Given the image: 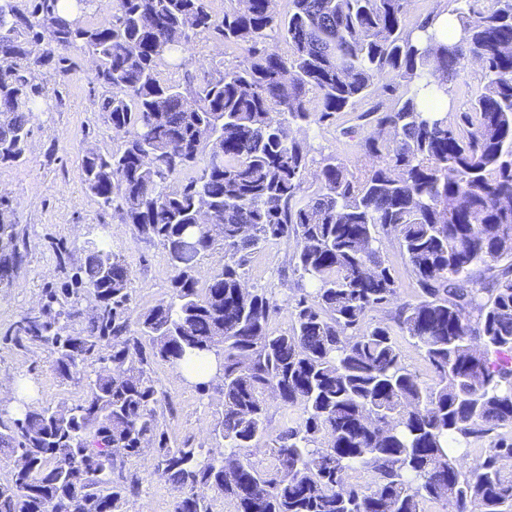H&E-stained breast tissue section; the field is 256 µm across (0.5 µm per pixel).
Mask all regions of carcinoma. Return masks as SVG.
I'll list each match as a JSON object with an SVG mask.
<instances>
[{
  "label": "carcinoma",
  "instance_id": "cac0c4a2",
  "mask_svg": "<svg viewBox=\"0 0 512 512\" xmlns=\"http://www.w3.org/2000/svg\"><path fill=\"white\" fill-rule=\"evenodd\" d=\"M0 0V165L24 161L33 108L45 85L37 71L56 52L96 59L108 89L102 117L122 140L81 156L86 190L100 208L165 251L169 293L138 312L127 264L107 236L88 240L84 262L62 289L66 323L45 307L21 314L0 336L41 348L53 371L83 386L68 406L29 405L0 415V512H90L108 499L127 512L145 477L178 492L172 512H512V0H466L448 44L433 29L441 10L412 14L413 0H276L249 13L241 0H112L111 19L90 26L95 0ZM279 35L284 48L267 44ZM203 35L237 52L199 63L202 76H162ZM480 81L455 111L430 100L455 97L468 61ZM356 124L360 163L309 156L293 130ZM206 210L220 238L196 227ZM397 241L416 289L401 296L383 246ZM268 242L293 245L297 294L290 328L270 330L274 295L250 291L247 257ZM224 264L205 283L197 261ZM10 199L0 195V280L25 260ZM92 304L91 311L83 302ZM382 311L378 320L369 317ZM81 324L79 331L69 324ZM213 336L223 337L216 352ZM420 351L431 379L405 362L398 338ZM215 355L222 397L218 447L177 443L160 418L175 404L155 378L165 362L189 372ZM468 364L472 379L455 376ZM286 415L269 436L267 392ZM269 438L272 464L253 450ZM483 446L473 464L460 452ZM365 467L369 485L350 481ZM204 487L214 496L198 498Z\"/></svg>",
  "mask_w": 512,
  "mask_h": 512
}]
</instances>
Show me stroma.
<instances>
[{
  "label": "stroma",
  "mask_w": 512,
  "mask_h": 512,
  "mask_svg": "<svg viewBox=\"0 0 512 512\" xmlns=\"http://www.w3.org/2000/svg\"><path fill=\"white\" fill-rule=\"evenodd\" d=\"M66 56L70 75L65 81L46 84L31 123L24 162L0 166V195L10 198L27 245V257L11 285L0 287V332L20 314L46 303L49 291L65 287L83 257L84 242L103 234L132 267L137 311H145L165 297L172 277L163 248L137 240L132 225L102 211L83 184L80 153L87 148L112 150L118 141L99 112L105 90L92 79V61L74 49ZM297 137L315 157L333 152L351 160L357 151L355 140L336 134L335 129L301 130ZM59 242L70 249L62 264L54 252ZM291 254V247L282 243L252 253L245 268L246 286L272 289L280 301L292 297ZM49 361L45 350H20L0 342V392H10L22 379L28 385L29 402L74 403L83 394L81 387L53 374ZM155 375L176 404L174 417L167 421L171 434L206 448L215 447L218 395H200L175 368L162 363L156 365Z\"/></svg>",
  "instance_id": "35a3bbf8"
}]
</instances>
